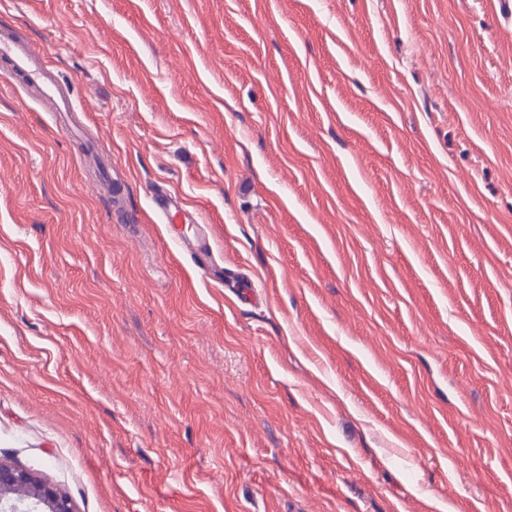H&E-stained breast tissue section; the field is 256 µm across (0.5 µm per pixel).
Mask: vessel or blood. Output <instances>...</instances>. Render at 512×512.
Here are the masks:
<instances>
[{
	"instance_id": "obj_1",
	"label": "vessel or blood",
	"mask_w": 512,
	"mask_h": 512,
	"mask_svg": "<svg viewBox=\"0 0 512 512\" xmlns=\"http://www.w3.org/2000/svg\"><path fill=\"white\" fill-rule=\"evenodd\" d=\"M0 57L11 61L21 75L25 86L35 89L38 104L49 112L69 111L73 104L69 88L59 84L54 73L46 69V50L36 42L21 40L13 32L0 31ZM183 252L199 265H206L209 256V242L205 232H198L191 240H180Z\"/></svg>"
}]
</instances>
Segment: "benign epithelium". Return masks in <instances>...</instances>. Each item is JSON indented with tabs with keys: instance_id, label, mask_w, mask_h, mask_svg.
<instances>
[{
	"instance_id": "7a95c632",
	"label": "benign epithelium",
	"mask_w": 512,
	"mask_h": 512,
	"mask_svg": "<svg viewBox=\"0 0 512 512\" xmlns=\"http://www.w3.org/2000/svg\"><path fill=\"white\" fill-rule=\"evenodd\" d=\"M0 512H75L71 499L34 472L0 460Z\"/></svg>"
}]
</instances>
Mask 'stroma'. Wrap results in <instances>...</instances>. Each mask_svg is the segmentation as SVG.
Listing matches in <instances>:
<instances>
[{"instance_id":"obj_1","label":"stroma","mask_w":512,"mask_h":512,"mask_svg":"<svg viewBox=\"0 0 512 512\" xmlns=\"http://www.w3.org/2000/svg\"><path fill=\"white\" fill-rule=\"evenodd\" d=\"M1 26L76 110L0 58V459L76 512H512V0ZM0 57L9 59L26 87L34 88L37 103L47 112H68L72 92L62 87L54 73L46 70V49L39 43L21 40L13 32L0 31ZM179 247L206 271L209 256V242L203 229L192 240L181 239Z\"/></svg>"}]
</instances>
